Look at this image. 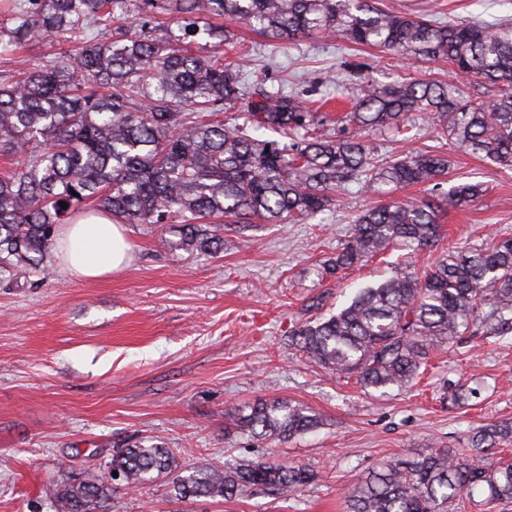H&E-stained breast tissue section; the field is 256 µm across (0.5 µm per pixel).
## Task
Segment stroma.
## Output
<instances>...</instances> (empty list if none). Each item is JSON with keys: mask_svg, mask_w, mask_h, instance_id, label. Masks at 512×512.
Here are the masks:
<instances>
[{"mask_svg": "<svg viewBox=\"0 0 512 512\" xmlns=\"http://www.w3.org/2000/svg\"><path fill=\"white\" fill-rule=\"evenodd\" d=\"M379 3L441 22L512 20V0ZM226 52L242 56L249 84L282 83L306 99L315 90L350 94L354 63L385 83L405 75L456 79L444 60L407 61L333 36L291 47L240 29ZM366 141L392 159L443 147L448 184L480 183L485 191L467 207L441 212L438 245L395 248L336 278L319 279L317 268L372 202L354 187L305 224L227 225L224 251L213 257L170 250L175 225L129 224L122 271L80 280L56 261L38 286L0 284V512H50L41 492L63 470L107 476L115 446L132 437L162 439L192 468L260 459L313 474L285 496L249 490L231 500L199 499L185 512H344L345 495L381 463L415 458L434 443L467 458L477 427L512 421V342L475 337L437 352L428 379L411 393L362 389L289 346L317 296L329 314L361 288L428 270L448 248L512 236V168L442 145L425 122L409 141L377 134ZM458 382L479 388V396L451 403L448 387ZM259 398L300 402L322 425L289 442L225 437L228 413ZM176 508L164 479L112 501V512Z\"/></svg>", "mask_w": 512, "mask_h": 512, "instance_id": "1", "label": "stroma"}]
</instances>
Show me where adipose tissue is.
Instances as JSON below:
<instances>
[{
    "label": "adipose tissue",
    "instance_id": "ef3b65f1",
    "mask_svg": "<svg viewBox=\"0 0 512 512\" xmlns=\"http://www.w3.org/2000/svg\"><path fill=\"white\" fill-rule=\"evenodd\" d=\"M61 262L73 276L91 280L125 267L129 245L122 225L105 217L78 219L60 228Z\"/></svg>",
    "mask_w": 512,
    "mask_h": 512
}]
</instances>
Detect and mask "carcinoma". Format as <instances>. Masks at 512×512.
<instances>
[{"instance_id":"cac0c4a2","label":"carcinoma","mask_w":512,"mask_h":512,"mask_svg":"<svg viewBox=\"0 0 512 512\" xmlns=\"http://www.w3.org/2000/svg\"><path fill=\"white\" fill-rule=\"evenodd\" d=\"M125 0H0V53L47 40L69 43V62L0 74V155L20 167L0 174V284L43 280L58 231L85 206L119 224H177L174 250L224 251V224L311 220L349 184L430 186L450 208L483 193L481 184L444 188L448 157L424 151L393 160L371 155L364 135L411 138V117L436 126L454 148L479 150L512 166V26L432 24L380 9L375 0H139L138 17L117 13ZM167 15L179 34L161 32ZM247 27L281 42L328 32L353 45L446 59L466 87L423 80L384 84L357 76L336 133L326 116L281 88L249 87L239 64L203 52ZM482 94L471 98L469 90ZM235 113L233 123L220 116ZM273 131L284 141L262 139ZM68 204L62 208L60 203ZM440 205L380 202L353 220L351 235L323 262L335 274L395 244L432 246ZM512 335V237L453 248L427 272H404L360 289L351 303L290 334L318 366L386 392L414 385L436 349L465 336ZM241 435L290 440L321 424L304 405L257 399L233 410ZM512 441V424L493 422L471 438L480 459L429 448L412 462L389 460L346 496L345 512H450L463 496L512 500V463L486 457ZM104 481L66 471L45 492L52 512H112L119 489L168 478L178 500L231 499L244 489L294 492L312 481L301 465L243 460L186 471L166 443L132 439L116 448Z\"/></svg>"}]
</instances>
